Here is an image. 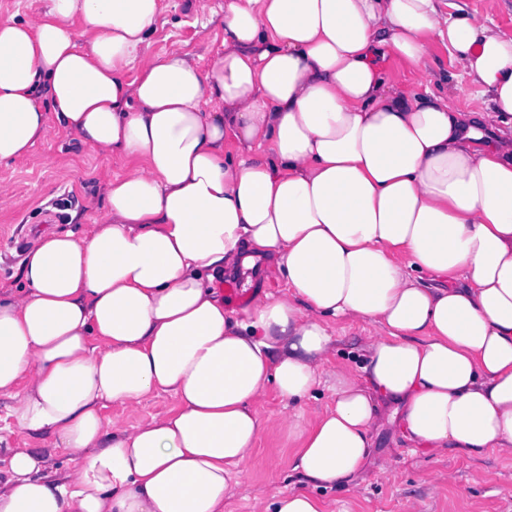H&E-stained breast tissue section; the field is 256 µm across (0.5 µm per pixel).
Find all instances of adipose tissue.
Instances as JSON below:
<instances>
[{
    "label": "adipose tissue",
    "mask_w": 512,
    "mask_h": 512,
    "mask_svg": "<svg viewBox=\"0 0 512 512\" xmlns=\"http://www.w3.org/2000/svg\"><path fill=\"white\" fill-rule=\"evenodd\" d=\"M441 0H226L201 67L153 53L160 0H44L0 22V165L62 132L127 165L85 223L39 233L0 289V394L29 436L0 512H227L267 383L321 384L329 321L373 327L332 406L288 415L304 488L265 512H326L373 451L380 402L437 453L512 456V35ZM489 96L393 91L434 45ZM235 154H228V146ZM276 259L285 296L247 319L212 281ZM176 405L122 426L149 396ZM385 71L392 79V85L396 90L402 93H416L424 95L425 86L427 82L420 85L419 75H415L407 71L400 63L394 59H388L382 61ZM455 96L452 106L461 112H469L488 101V94H483L481 87L471 82L467 77H460L456 81Z\"/></svg>",
    "instance_id": "adipose-tissue-1"
}]
</instances>
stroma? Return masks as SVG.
<instances>
[{
	"mask_svg": "<svg viewBox=\"0 0 512 512\" xmlns=\"http://www.w3.org/2000/svg\"><path fill=\"white\" fill-rule=\"evenodd\" d=\"M164 10L150 38V50L172 48L189 52L201 66H210L224 37L221 21L202 25L189 0H163ZM125 161L83 151L70 137L50 133L21 160L0 166V183L9 185L25 199L20 209H0V286L17 284L19 266L36 231L68 229L71 211L81 209L89 185L104 188L122 173ZM268 260L255 269L232 278L224 300L229 308H247L256 291L273 296L286 293V281L271 272ZM336 344L334 364L359 374L366 361L362 343L367 325L330 322ZM8 398L0 397V446L6 448H52L55 471L64 472L68 456L53 449L48 438H33L7 416ZM286 402L274 388L257 406L262 429L252 457L244 468L241 484L230 508L254 512L257 500L298 489L291 473L295 444L281 424ZM327 512H512V456L471 457L448 450L437 454L407 447L401 430L380 417L375 453L366 472L351 489L324 493Z\"/></svg>",
	"mask_w": 512,
	"mask_h": 512,
	"instance_id": "obj_1",
	"label": "stroma"
}]
</instances>
